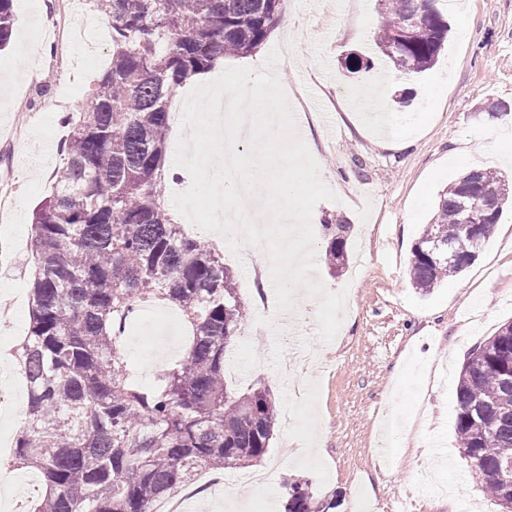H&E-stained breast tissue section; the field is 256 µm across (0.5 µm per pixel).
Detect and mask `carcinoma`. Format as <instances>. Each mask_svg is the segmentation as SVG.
<instances>
[{"label":"carcinoma","instance_id":"carcinoma-1","mask_svg":"<svg viewBox=\"0 0 512 512\" xmlns=\"http://www.w3.org/2000/svg\"><path fill=\"white\" fill-rule=\"evenodd\" d=\"M112 30L109 69L87 108L68 118L62 172L34 214L29 334L18 348L27 385L13 466L44 475L32 512H152L201 470L255 466L269 448L276 406L266 387L240 394L224 381L227 350L248 314L224 254L169 217L161 170L169 102L217 54L245 55L267 39L284 0H93ZM441 0H384L376 45L412 79L438 59L448 38ZM14 24L0 0V47ZM350 73L371 67L344 58ZM471 170L439 195L411 250L414 288L428 292L463 273L498 224L512 189ZM479 192L486 219L448 262L433 239L460 234V203ZM327 259L345 260L350 224L334 219ZM178 308L193 335L183 357L141 388L120 342L140 306ZM456 431L464 455L503 507L512 485V322L470 352L456 387ZM285 512H319L307 483L290 486Z\"/></svg>","mask_w":512,"mask_h":512}]
</instances>
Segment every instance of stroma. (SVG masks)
<instances>
[{
  "label": "stroma",
  "instance_id": "obj_1",
  "mask_svg": "<svg viewBox=\"0 0 512 512\" xmlns=\"http://www.w3.org/2000/svg\"><path fill=\"white\" fill-rule=\"evenodd\" d=\"M61 2L14 0L11 43L0 51V76L9 84L0 104V174L11 173L21 186L13 211L0 220V292L21 297L16 318L0 321V389L12 386L19 397L26 383L9 360L29 328L33 213L63 166V116L86 105L111 59V41H98L92 27L63 55L51 34L32 37L33 19L50 21ZM456 2L447 11V45L412 82L374 44L380 0H285L290 32L270 35L259 52L281 50L276 73L293 100L296 130L336 195L315 206L312 228L318 277L346 293L342 323L335 339L323 342L313 298L289 308V327L264 317L259 296L273 291L265 255L252 251L246 267L225 250L249 305L226 355L225 381L235 389L265 385L275 399L278 417L263 460L270 477L257 489L247 468L201 474L200 493L175 497L181 512H283L287 486L296 480L308 482L317 506L331 512H360L364 501L375 512H502L464 457L456 386L470 351L512 321V209L504 208L461 275L425 294L407 272L444 188L472 168L512 179V130L498 129L482 111L492 100L512 106V0ZM352 53L371 58V69L347 73L342 62ZM379 82L393 115L431 112L407 150L379 146L371 116L355 107L356 96ZM437 84L447 93L429 101ZM408 87L414 95L404 108L397 99ZM21 126L29 129L27 140L6 149ZM334 215L351 224L346 260L335 269L325 259V221ZM167 327L187 344L183 318L170 324L152 308L126 326L121 354L143 387L155 385L150 367L178 356L156 340ZM288 441L311 445L315 460L282 457Z\"/></svg>",
  "mask_w": 512,
  "mask_h": 512
}]
</instances>
